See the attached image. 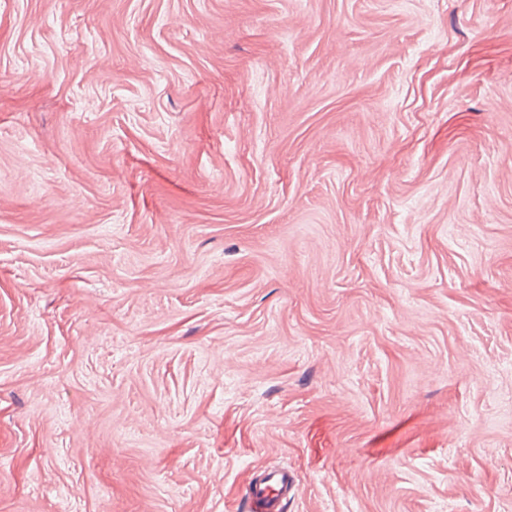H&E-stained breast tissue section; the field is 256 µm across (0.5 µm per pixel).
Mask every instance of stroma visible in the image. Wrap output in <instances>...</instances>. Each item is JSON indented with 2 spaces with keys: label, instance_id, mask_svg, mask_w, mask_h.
<instances>
[{
  "label": "stroma",
  "instance_id": "obj_1",
  "mask_svg": "<svg viewBox=\"0 0 512 512\" xmlns=\"http://www.w3.org/2000/svg\"><path fill=\"white\" fill-rule=\"evenodd\" d=\"M512 512V0H0V512ZM296 490L294 476L288 469L272 467L247 485L245 495L252 512H280L283 501Z\"/></svg>",
  "mask_w": 512,
  "mask_h": 512
}]
</instances>
